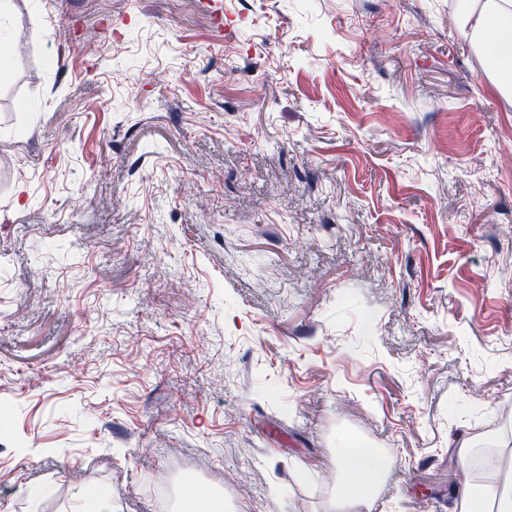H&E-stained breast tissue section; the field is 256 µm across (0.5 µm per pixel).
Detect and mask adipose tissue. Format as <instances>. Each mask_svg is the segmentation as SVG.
<instances>
[{
	"mask_svg": "<svg viewBox=\"0 0 512 512\" xmlns=\"http://www.w3.org/2000/svg\"><path fill=\"white\" fill-rule=\"evenodd\" d=\"M461 15L480 53L487 57V76L504 95L512 93V0H464ZM337 472L347 479L339 512H356L369 500L385 462L376 450L360 445L341 449L334 458ZM454 512H512V474L481 493L463 492Z\"/></svg>",
	"mask_w": 512,
	"mask_h": 512,
	"instance_id": "1",
	"label": "adipose tissue"
}]
</instances>
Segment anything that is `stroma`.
Instances as JSON below:
<instances>
[{"mask_svg":"<svg viewBox=\"0 0 512 512\" xmlns=\"http://www.w3.org/2000/svg\"><path fill=\"white\" fill-rule=\"evenodd\" d=\"M462 0H10L0 512H365L512 457V97ZM334 463L336 471L344 475L347 482L337 509L334 500L328 511L355 512L372 497L385 461L376 450L354 445L341 448L334 457Z\"/></svg>","mask_w":512,"mask_h":512,"instance_id":"stroma-1","label":"stroma"}]
</instances>
